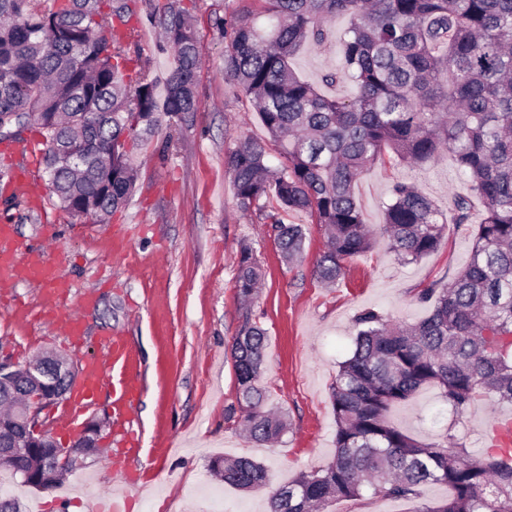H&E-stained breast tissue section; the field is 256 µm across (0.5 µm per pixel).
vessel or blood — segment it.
I'll return each instance as SVG.
<instances>
[{
	"mask_svg": "<svg viewBox=\"0 0 512 512\" xmlns=\"http://www.w3.org/2000/svg\"><path fill=\"white\" fill-rule=\"evenodd\" d=\"M14 225L0 224V288L11 287L17 277H24L41 289L45 298L56 299L68 293V283L47 261L44 253L28 252L18 255L15 246ZM104 379L103 363L90 360L83 368L81 377L71 387V407L80 409L97 395Z\"/></svg>",
	"mask_w": 512,
	"mask_h": 512,
	"instance_id": "1",
	"label": "vessel or blood"
}]
</instances>
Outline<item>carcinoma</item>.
Instances as JSON below:
<instances>
[{"instance_id": "1", "label": "carcinoma", "mask_w": 512, "mask_h": 512, "mask_svg": "<svg viewBox=\"0 0 512 512\" xmlns=\"http://www.w3.org/2000/svg\"><path fill=\"white\" fill-rule=\"evenodd\" d=\"M269 25L251 13L217 18L224 32V79L248 98L283 162L267 164L266 144L233 140L224 164L237 205L304 214L323 227L316 260L322 283L339 281L346 263L373 248L374 231L355 197L362 173L390 152L399 162H437L450 153L468 176L471 197L451 220L412 183H393L383 234L397 260L414 264L439 250L448 223H472L471 198L483 204L468 262L448 283L416 292L429 314L392 323L366 309L355 317V350L331 387L336 453L322 469L279 486L249 456L210 460L239 490L268 489L267 512H328L367 493L414 501L420 487L443 484L447 499L412 512H512V445L498 435L480 458L448 433L421 443L387 413L427 386L440 391L452 420L478 400L512 403V0H262ZM126 0H0V142L32 133L43 146L51 191L74 219L107 221L136 192L131 153L163 118L194 120L202 45L183 0L148 21L155 45L172 56L164 84L141 53L120 45ZM348 19L341 77L351 99L329 98L301 80L289 60L324 24ZM287 261L303 259L302 224L267 214ZM262 277L253 250H240L237 295L245 303ZM266 332L242 311L231 342L237 402L250 438L279 439L284 419L267 408L260 384ZM27 379L0 374V420L15 414Z\"/></svg>"}]
</instances>
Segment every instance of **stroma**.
I'll list each match as a JSON object with an SVG mask.
<instances>
[{"label":"stroma","mask_w":512,"mask_h":512,"mask_svg":"<svg viewBox=\"0 0 512 512\" xmlns=\"http://www.w3.org/2000/svg\"><path fill=\"white\" fill-rule=\"evenodd\" d=\"M138 18L137 44L162 77L169 55L156 53L160 36L148 14H162L168 0H127ZM203 46L196 75L201 110L190 122H171L150 143L134 150L137 191L124 210L107 222L76 221L43 185L40 206L14 193L17 151L29 140L10 142L0 152V224L15 225L19 249H44L69 280L65 308H80L86 334L67 339L61 313L40 310L41 290L17 281L0 303V351L23 364L47 352L74 366L98 355L101 341L119 344L105 387L81 410L77 424L104 421L97 455L63 478L64 491L45 492L10 484L8 492L27 512H265L266 493L242 492L207 468L211 457L249 456L269 470L273 485L321 469L335 454L331 387L338 365L354 349L355 315L373 309L396 322H416L429 313L414 294L422 283L450 279L469 259L473 237L449 228L439 251L415 264H401L377 235L374 247L348 261L334 286L319 282L314 263L326 238L309 217L288 215L306 229L305 258L288 263L277 247L269 220L242 211L224 168V154L239 135L268 141L266 129L246 97L224 80V36L216 17L243 10L260 12V0H184ZM347 22L325 27L322 43L307 41L291 59L292 69L328 97L350 98L349 80L323 82L340 68V36ZM412 182L443 211L454 197L468 195L453 157L420 165L392 160L367 169L355 188L367 224L383 223V205L394 181ZM252 247L263 272L252 317L267 332L261 383L281 410L288 430L261 445L242 431L230 344L240 324L235 279L242 245ZM139 392L128 404L117 397L124 381ZM512 405L481 400L449 425L434 387L391 409L392 423L432 443L453 431L474 456L484 455L485 430Z\"/></svg>","instance_id":"stroma-1"}]
</instances>
